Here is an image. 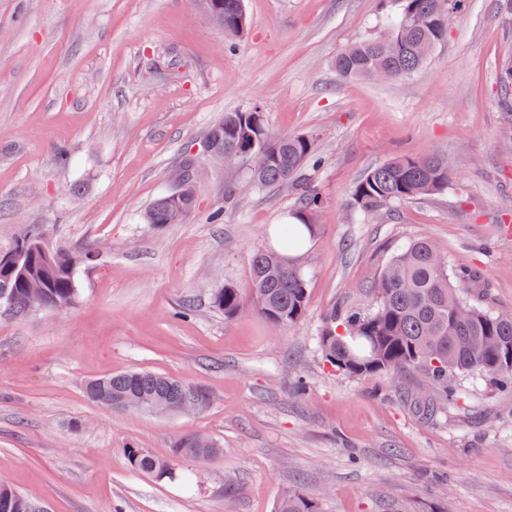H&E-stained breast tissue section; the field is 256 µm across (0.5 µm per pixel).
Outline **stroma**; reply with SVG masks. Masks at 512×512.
I'll use <instances>...</instances> for the list:
<instances>
[{"label":"stroma","mask_w":512,"mask_h":512,"mask_svg":"<svg viewBox=\"0 0 512 512\" xmlns=\"http://www.w3.org/2000/svg\"><path fill=\"white\" fill-rule=\"evenodd\" d=\"M503 3L465 0L418 72L367 81L333 60L378 34L385 0H245L252 26L232 50L193 0H0V248L36 228L97 249L69 308L0 314V481L45 512H275L295 487L320 512H512V394L461 375L444 403L419 372L348 377L318 347L326 316L370 311L383 268L420 238L449 269L478 272L486 309L512 312ZM256 103L271 134H314L322 158L303 171L325 198L305 249L307 310L286 329L253 310L224 318L211 292L248 290L253 252L297 207L291 189L228 203L225 184L245 171L213 164L193 217L143 221L177 188L181 156ZM423 154L447 157V191L351 216L369 169ZM217 208L223 223H209ZM185 299L193 314L173 318ZM132 369L188 380L210 403L155 414L86 398V381ZM185 433L223 455L172 479L131 469L128 446L164 457Z\"/></svg>","instance_id":"stroma-1"}]
</instances>
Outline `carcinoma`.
Returning a JSON list of instances; mask_svg holds the SVG:
<instances>
[{"label": "carcinoma", "instance_id": "obj_1", "mask_svg": "<svg viewBox=\"0 0 512 512\" xmlns=\"http://www.w3.org/2000/svg\"><path fill=\"white\" fill-rule=\"evenodd\" d=\"M208 17L222 19L224 36L236 39L244 34L249 19L243 0H195ZM393 12L387 26L375 37L363 40L340 52L334 67L343 78L374 80L383 73L388 79H403L418 71L434 48L448 33V22L441 17V0H391ZM502 107L512 109V59L502 65ZM207 140L218 154L231 155L234 162L249 164L246 185L252 189L289 186L298 191V210L294 216L314 230V216L323 204L321 193L301 178L303 169L318 162L317 139L312 134L273 136L269 133L262 107L258 104L241 112H226L212 126ZM199 164L187 157L178 166L182 189L177 199L158 198L146 211L148 224L171 223L174 208L183 219L195 212L194 180L188 173ZM454 172L448 160L436 155H405L381 163L354 185L349 201L354 215L369 216L388 205L448 190ZM280 245L302 250L304 241L298 226L279 225ZM36 237L24 235L9 251L16 253L26 272L0 266V290L7 289L14 306L11 315L28 313L27 292L30 280L41 281L45 309L71 306L77 297V270L90 261L94 251L85 247H56L52 268H45L33 250ZM250 299H245L231 283L211 294L212 307L231 318L242 313L247 301L273 325L290 328L305 315L308 283L304 269L290 264L276 249L258 250L251 257ZM469 270L448 271V264L432 242L419 239L398 253L374 283L376 303L370 313L344 316L331 312L318 336L325 361L337 372L358 377L377 372L416 369L423 381L444 398L454 397L451 376L477 373L490 378L501 391L512 392V312L495 313L467 300L463 289L473 283ZM112 393V399L144 407L178 400L187 389L205 402L207 395L184 380L165 374L129 370L86 382L84 391L94 400V388ZM198 435L177 437L170 457L160 459L137 447L126 449L131 468L159 477L171 474L181 456L204 461L219 453L211 443L205 448ZM0 512H35L34 501L9 487L0 488ZM276 512H320L318 498L303 487L289 490L280 498Z\"/></svg>", "mask_w": 512, "mask_h": 512}]
</instances>
